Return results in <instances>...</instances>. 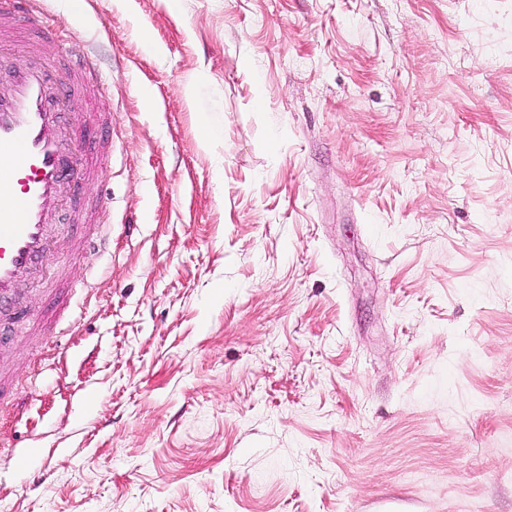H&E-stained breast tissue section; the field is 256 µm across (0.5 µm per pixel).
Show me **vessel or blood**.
Returning <instances> with one entry per match:
<instances>
[{
  "label": "vessel or blood",
  "mask_w": 512,
  "mask_h": 512,
  "mask_svg": "<svg viewBox=\"0 0 512 512\" xmlns=\"http://www.w3.org/2000/svg\"><path fill=\"white\" fill-rule=\"evenodd\" d=\"M20 17L43 39L28 50L32 65L0 90V305L16 302L35 259L49 253L51 221L65 197L64 139L50 94L51 58L68 56L84 85L100 95L107 91L96 55L82 43L62 38L51 16L34 9L32 0H0V50L17 34ZM112 149L108 138L77 156L82 183L98 181Z\"/></svg>",
  "instance_id": "b4317fda"
}]
</instances>
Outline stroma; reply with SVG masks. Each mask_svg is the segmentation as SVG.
<instances>
[{
	"instance_id": "1",
	"label": "stroma",
	"mask_w": 512,
	"mask_h": 512,
	"mask_svg": "<svg viewBox=\"0 0 512 512\" xmlns=\"http://www.w3.org/2000/svg\"><path fill=\"white\" fill-rule=\"evenodd\" d=\"M39 2L112 247L4 332L0 512H512V0ZM112 149V136L88 145L75 160L78 179L84 184L98 181L104 162L112 159Z\"/></svg>"
}]
</instances>
